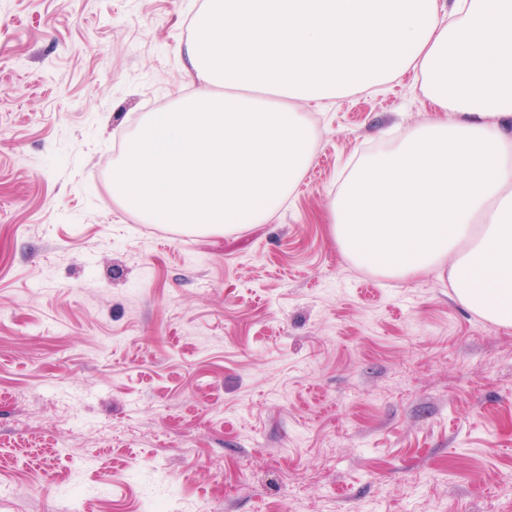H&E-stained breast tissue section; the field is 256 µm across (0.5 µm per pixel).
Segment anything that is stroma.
<instances>
[{
	"instance_id": "obj_1",
	"label": "stroma",
	"mask_w": 512,
	"mask_h": 512,
	"mask_svg": "<svg viewBox=\"0 0 512 512\" xmlns=\"http://www.w3.org/2000/svg\"><path fill=\"white\" fill-rule=\"evenodd\" d=\"M204 2L0 0V512H512V326L330 233L342 174L434 116L419 75L304 103L264 223L113 203Z\"/></svg>"
}]
</instances>
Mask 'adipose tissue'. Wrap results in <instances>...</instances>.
Listing matches in <instances>:
<instances>
[{
    "label": "adipose tissue",
    "mask_w": 512,
    "mask_h": 512,
    "mask_svg": "<svg viewBox=\"0 0 512 512\" xmlns=\"http://www.w3.org/2000/svg\"><path fill=\"white\" fill-rule=\"evenodd\" d=\"M193 30L200 88L126 139L112 167L120 206L146 224L263 223L312 159L298 101L412 70L446 118L361 160L331 232L389 278L447 269L461 304L512 326V0H206Z\"/></svg>",
    "instance_id": "obj_1"
}]
</instances>
